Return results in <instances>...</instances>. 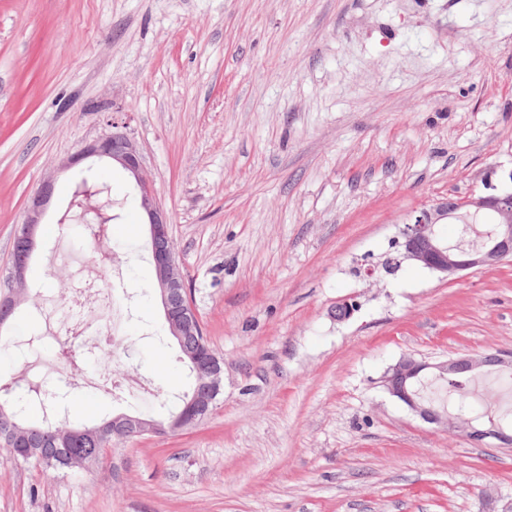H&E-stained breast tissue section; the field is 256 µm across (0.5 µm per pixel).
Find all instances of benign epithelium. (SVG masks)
I'll return each instance as SVG.
<instances>
[{
    "label": "benign epithelium",
    "instance_id": "7a95c632",
    "mask_svg": "<svg viewBox=\"0 0 512 512\" xmlns=\"http://www.w3.org/2000/svg\"><path fill=\"white\" fill-rule=\"evenodd\" d=\"M107 158L120 164L133 177L140 207L148 219L152 254L157 275L156 293L162 305L164 318L170 335L181 350L192 354L186 347L188 337L198 335V316L191 304L185 280L179 270L176 255L172 248L170 225L163 208L158 203L150 181L144 176L140 153L131 138L113 131L102 135L83 148L77 157L67 160L62 169L68 170L88 158ZM53 193V182L46 181L38 189L28 210L27 220L21 239L24 252L13 266L14 280L23 282L36 245V231L42 215L47 209ZM494 214L495 230L488 234V240L481 247L468 251H454L448 241L439 233V225L449 219L463 215L478 216ZM399 263L419 266L442 278L458 277L473 268H493L512 255V189L494 190L485 195L468 197H443L423 207L409 222L399 228L396 238ZM497 365L512 369V353L504 352L492 357H455L428 364L406 356L389 366L379 379L380 387L390 396L404 404L409 411L428 423L436 424L452 432H457L471 440H503L506 435L498 430L478 429L465 425L457 418L435 408L420 399L414 385L421 379L422 372L429 370L436 378H446L459 372H472L489 360ZM200 382L195 399L190 403L191 416L209 415L222 386V362L214 358L197 363ZM13 436V445L27 448L30 435L38 427L23 428L17 423L4 419ZM185 420L173 418L163 425L150 419L134 417L125 413L112 417V433L117 436L135 429L140 433H175L183 429Z\"/></svg>",
    "mask_w": 512,
    "mask_h": 512
}]
</instances>
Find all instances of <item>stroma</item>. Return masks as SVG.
<instances>
[{"instance_id": "stroma-1", "label": "stroma", "mask_w": 512, "mask_h": 512, "mask_svg": "<svg viewBox=\"0 0 512 512\" xmlns=\"http://www.w3.org/2000/svg\"><path fill=\"white\" fill-rule=\"evenodd\" d=\"M136 143L204 333L211 416L44 473L0 448V512H504L512 446L473 443L378 385L401 357L512 352V261L444 280L380 265L411 214L512 172V0H0V297L33 194L28 299L0 328L3 388L35 366L54 418L168 422L187 391L126 172L99 251L59 162ZM125 307L115 390L99 351L15 346L76 271ZM344 302L353 316L336 319ZM53 193V182L46 181L38 189L28 210L27 220L24 222V229L21 239L24 242V252L15 261L13 266L15 282H25L26 273L36 245V231L42 215L47 209Z\"/></svg>"}]
</instances>
